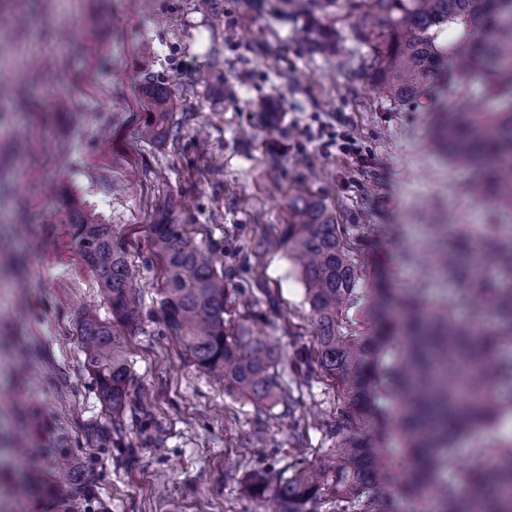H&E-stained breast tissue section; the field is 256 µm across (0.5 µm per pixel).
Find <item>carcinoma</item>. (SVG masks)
Returning a JSON list of instances; mask_svg holds the SVG:
<instances>
[{"mask_svg":"<svg viewBox=\"0 0 512 512\" xmlns=\"http://www.w3.org/2000/svg\"><path fill=\"white\" fill-rule=\"evenodd\" d=\"M358 32L370 47V70L396 106L420 107L438 90L456 103L438 113L430 144L455 167H475L468 193L512 214V0H362ZM306 38L317 50L339 35L315 24ZM477 87L506 102L493 112L471 110ZM154 111L138 138L156 144L174 135L167 90L152 91ZM72 237L112 309L79 320L84 367L117 418L132 387L127 339L117 326L139 320L125 244L111 226L77 214ZM281 245L296 259L306 286L316 352L296 354L292 371H308L336 390L321 424L333 441L325 459L274 483L256 471L244 481L252 498L272 494L276 512H512V437H490L473 449L476 464L461 482L447 480L448 447L461 434L497 428L512 416V230L481 235L459 224L453 243L432 264L454 285L436 302L427 285L395 287L383 255L370 287H360L359 255L376 248L349 237L320 202L298 193L288 203ZM152 256L164 282L160 308L192 363L224 383V392L256 406L296 399L277 346L231 318L234 289L216 269L213 251L184 225H151ZM494 272L482 270L484 256ZM475 489L463 495L460 483Z\"/></svg>","mask_w":512,"mask_h":512,"instance_id":"cac0c4a2","label":"carcinoma"}]
</instances>
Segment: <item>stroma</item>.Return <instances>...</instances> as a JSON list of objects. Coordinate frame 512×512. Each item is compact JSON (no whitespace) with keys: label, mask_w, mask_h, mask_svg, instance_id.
I'll return each instance as SVG.
<instances>
[{"label":"stroma","mask_w":512,"mask_h":512,"mask_svg":"<svg viewBox=\"0 0 512 512\" xmlns=\"http://www.w3.org/2000/svg\"><path fill=\"white\" fill-rule=\"evenodd\" d=\"M358 0L322 23L317 51L288 0H0V512H273L241 481L318 463L331 442L311 415L333 406L319 377L298 378L293 415L258 411L198 371L165 330L163 271L150 254L159 216L217 256L232 311L284 361L315 345L305 285L279 237L296 187L353 235H383L399 285L430 280L436 224H484L470 172L428 147L431 113L396 109L357 35ZM208 83L196 81L198 73ZM166 88L176 141L141 143L147 90ZM265 101L266 112L250 105ZM112 137L102 141V128ZM127 248L140 321L127 335L133 377L120 417L83 367L81 312L110 310L69 235L72 211ZM38 451L36 497L14 486L17 449ZM69 461L73 480L60 479ZM306 38L317 50H328L336 48L339 35L336 31H331L315 24H310L305 31Z\"/></svg>","instance_id":"1"}]
</instances>
